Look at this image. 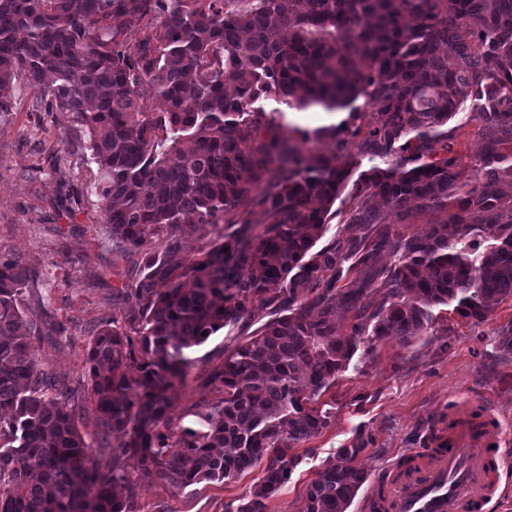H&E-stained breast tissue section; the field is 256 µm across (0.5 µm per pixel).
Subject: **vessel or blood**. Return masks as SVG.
Masks as SVG:
<instances>
[{"label": "vessel or blood", "mask_w": 512, "mask_h": 512, "mask_svg": "<svg viewBox=\"0 0 512 512\" xmlns=\"http://www.w3.org/2000/svg\"><path fill=\"white\" fill-rule=\"evenodd\" d=\"M478 403L482 416L456 424L446 447L424 450L412 468L395 465L376 477L379 512H491L492 504L512 500L498 408L485 396Z\"/></svg>", "instance_id": "b4317fda"}]
</instances>
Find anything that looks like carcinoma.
Here are the masks:
<instances>
[{
  "instance_id": "carcinoma-1",
  "label": "carcinoma",
  "mask_w": 512,
  "mask_h": 512,
  "mask_svg": "<svg viewBox=\"0 0 512 512\" xmlns=\"http://www.w3.org/2000/svg\"><path fill=\"white\" fill-rule=\"evenodd\" d=\"M48 75L46 110L88 135L112 251L139 261L112 289L131 313L89 332L90 403L116 442L103 466L85 400L33 355L37 272L0 248V512H141L142 484L256 468L224 512H271L359 348L412 344L435 308L482 321L512 297V0H0V112L15 79L40 91ZM273 103L347 116L307 129ZM466 103L485 141L468 184L448 127ZM343 195L336 213L362 233L317 250ZM422 214L428 233L396 228ZM187 221L203 244L185 263ZM256 309L271 319L178 405L190 350ZM364 449H338L301 512H348Z\"/></svg>"
}]
</instances>
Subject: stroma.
<instances>
[{"label": "stroma", "instance_id": "35a3bbf8", "mask_svg": "<svg viewBox=\"0 0 512 512\" xmlns=\"http://www.w3.org/2000/svg\"><path fill=\"white\" fill-rule=\"evenodd\" d=\"M42 92L19 89L11 109L0 112V247L11 249L38 272L34 300L51 315L33 351L58 383L89 394L84 359L89 328L127 311L113 301L131 268L130 257L113 252L96 192L99 170L88 162L87 137L70 112H41ZM255 312L246 324L228 326L190 356L193 368L181 402L199 399V382L235 346L266 322ZM512 326V297L496 305L481 322L440 311L431 329L404 347L380 342L375 355L356 353L336 385L325 393L333 424L300 446V464L272 498V512H299L309 483L338 448L364 437L355 465L366 475L348 512H363L374 495L372 477L419 448L456 419L458 404L486 392L498 403L505 439L512 440V353L503 351L499 333ZM255 483L254 473L233 482L200 484L174 493L162 483L144 486V512H224Z\"/></svg>", "mask_w": 512, "mask_h": 512}]
</instances>
